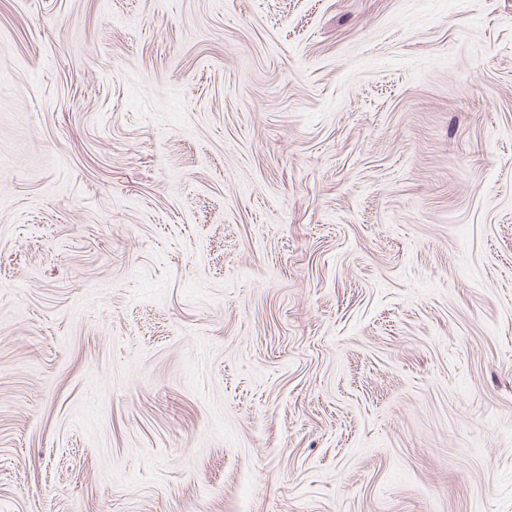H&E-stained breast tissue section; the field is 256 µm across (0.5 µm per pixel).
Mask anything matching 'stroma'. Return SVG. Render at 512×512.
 <instances>
[{
	"instance_id": "35a3bbf8",
	"label": "stroma",
	"mask_w": 512,
	"mask_h": 512,
	"mask_svg": "<svg viewBox=\"0 0 512 512\" xmlns=\"http://www.w3.org/2000/svg\"><path fill=\"white\" fill-rule=\"evenodd\" d=\"M0 512H512V0H0Z\"/></svg>"
}]
</instances>
